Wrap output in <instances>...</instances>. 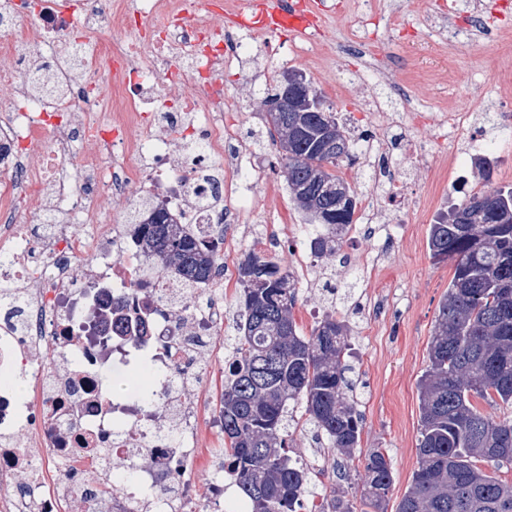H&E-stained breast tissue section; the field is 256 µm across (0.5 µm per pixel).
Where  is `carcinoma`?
Segmentation results:
<instances>
[{
  "instance_id": "cac0c4a2",
  "label": "carcinoma",
  "mask_w": 512,
  "mask_h": 512,
  "mask_svg": "<svg viewBox=\"0 0 512 512\" xmlns=\"http://www.w3.org/2000/svg\"><path fill=\"white\" fill-rule=\"evenodd\" d=\"M291 198L318 225L309 241L316 258L336 255L354 215L358 193L339 174L356 160L354 141L336 115L322 127L312 112L300 123L271 127ZM140 240L158 265L192 289L212 275L220 255L166 213L152 212ZM432 258L453 266L428 346V369L418 390V467L397 512H512V484L478 463H512V419H494L474 399L512 405V185L468 193L429 226ZM242 292L234 335L224 360L219 410L224 419V470L251 512H296L312 492V470L287 454L293 411L304 406L305 424L328 447L353 457L361 447L363 418L345 376L351 327L331 307L310 335L294 318L293 276L275 258L249 251L239 263ZM364 496L386 512L392 483L388 455H364Z\"/></svg>"
}]
</instances>
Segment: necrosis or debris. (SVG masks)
<instances>
[{
	"label": "necrosis or debris",
	"mask_w": 512,
	"mask_h": 512,
	"mask_svg": "<svg viewBox=\"0 0 512 512\" xmlns=\"http://www.w3.org/2000/svg\"><path fill=\"white\" fill-rule=\"evenodd\" d=\"M193 0H0V512H201L223 504L221 467L197 492L189 465L212 457L224 422L198 359L223 335L217 264L185 289L138 244V225L106 202L145 197L197 240L235 247L258 155L224 115L237 96L224 69L239 28H200ZM124 35L116 39L113 29ZM449 140L494 147L464 112L439 113ZM34 210L32 224H14ZM354 232L377 265L401 227L372 199ZM123 308L127 329L115 326ZM163 375L154 408L113 394V363ZM192 384L196 398L177 387Z\"/></svg>",
	"instance_id": "obj_1"
}]
</instances>
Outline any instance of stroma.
<instances>
[{
  "label": "stroma",
  "instance_id": "obj_1",
  "mask_svg": "<svg viewBox=\"0 0 512 512\" xmlns=\"http://www.w3.org/2000/svg\"><path fill=\"white\" fill-rule=\"evenodd\" d=\"M325 39L320 47L296 40L285 44L282 55L272 45L251 44L234 70L233 85L242 99L239 111L224 115L225 126L235 128L239 139L256 153L275 161L277 150L267 133L261 107L262 89L275 84L291 70L304 72L321 94L326 110L336 113L352 138L375 133L386 146L380 168L364 160L345 167L346 180L361 195L381 199L392 178H399L408 206L399 213L383 212V220L403 224V236L373 269L362 270L370 242L345 235L338 255L319 259L308 282L298 287L294 317L303 332H310L319 312L331 297L326 281L357 280L353 303L343 304L353 325V355L346 376L363 416L362 449L381 448L390 458L393 481L387 508L394 512L417 469L419 435L418 383L426 371L428 346L438 305L448 290L453 269L435 262L427 246L428 229L442 199L437 180L447 177L457 186L453 201L482 189L475 166H459L468 153L466 139L452 146H426L412 123V114L453 101L467 112L473 124L485 128L499 141V184L512 183V137L490 123V116L512 110V95H504L501 81L512 71V54L499 44L469 30L449 38L460 18L474 16L482 0H328ZM377 13L382 25L372 35L384 42L389 64L384 74L369 71L366 59L338 55L339 46L359 35L361 15ZM407 82L408 102L391 98L390 86ZM254 199L244 201L247 224H269L272 233L281 225L273 216L302 224L306 218L291 200L288 185L277 171L257 175ZM431 199L427 211L416 208L417 199ZM292 461L313 469V492L302 500L299 512H331L334 494L350 499L355 512H366L362 499L364 468L324 448L305 425L294 429L290 441Z\"/></svg>",
  "mask_w": 512,
  "mask_h": 512
}]
</instances>
